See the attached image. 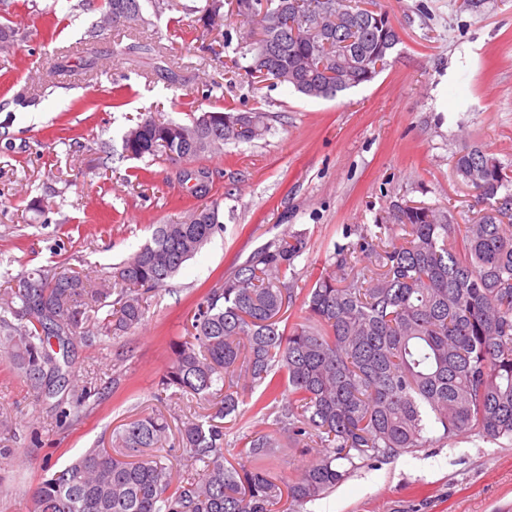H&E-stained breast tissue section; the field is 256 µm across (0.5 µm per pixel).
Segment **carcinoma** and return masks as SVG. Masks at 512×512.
I'll list each match as a JSON object with an SVG mask.
<instances>
[{"label":"carcinoma","instance_id":"carcinoma-1","mask_svg":"<svg viewBox=\"0 0 512 512\" xmlns=\"http://www.w3.org/2000/svg\"><path fill=\"white\" fill-rule=\"evenodd\" d=\"M226 0H198L194 29L213 31ZM235 0L248 34L224 58L232 36L203 46L224 71L284 85L311 99L374 80L399 42L377 0ZM103 23L118 13L134 28L178 9L179 0H102ZM254 108L200 110L187 121L139 117L123 137L132 159L194 160L253 143L271 131ZM459 179L481 192L484 213L459 224L439 207L395 203L377 232L340 249L303 292V315L281 325L296 299L288 272L307 248L292 231L258 248L196 303L170 342L159 385L212 403L179 428L180 462L195 476L174 482L173 464L143 455L166 441L161 416L134 419L111 448H89L43 477L31 512H288L332 493L367 461L415 453L461 435L512 442V171L478 147L454 157ZM186 190L210 173L185 168ZM218 210L198 206L158 224L151 237L91 287L80 271L48 266L4 290L0 356L33 396L57 399L59 417L78 418L59 395L73 386L70 352L118 337L144 321L148 294L223 231ZM367 265L354 269L352 254ZM253 403L260 427L244 437L240 462L224 456L227 422ZM309 455L283 478L265 465L284 449Z\"/></svg>","mask_w":512,"mask_h":512}]
</instances>
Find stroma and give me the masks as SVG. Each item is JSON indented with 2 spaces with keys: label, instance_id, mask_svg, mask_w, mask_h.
Instances as JSON below:
<instances>
[{
  "label": "stroma",
  "instance_id": "stroma-1",
  "mask_svg": "<svg viewBox=\"0 0 512 512\" xmlns=\"http://www.w3.org/2000/svg\"><path fill=\"white\" fill-rule=\"evenodd\" d=\"M380 2L400 36L390 66L335 99L309 100L225 74L202 52L186 9L137 29L108 28L94 41L86 32L100 20L97 0H0V25L14 39L0 52V289L50 265L101 277L144 244L152 225L201 204L217 205L224 226L151 294L138 329L99 348L75 345L79 383L101 393L78 421L59 420L0 357V412L16 424L0 434V448L11 451L0 459V512H30L45 460L63 465L109 447L141 416L167 419L160 453L176 458L182 420L206 405L160 391L168 342L198 297L258 247L305 232L293 274L300 289L393 202L447 206L461 224L484 210L453 158L478 146L512 169V0H484L477 12L460 0ZM138 42L165 56L176 83L155 75L150 59L124 55ZM194 106L275 116L265 139L196 160L212 174L198 199L179 181L182 161L121 156L140 112L184 121ZM104 149L118 156L108 172L98 164ZM301 512H512V444L463 436L371 461Z\"/></svg>",
  "mask_w": 512,
  "mask_h": 512
}]
</instances>
